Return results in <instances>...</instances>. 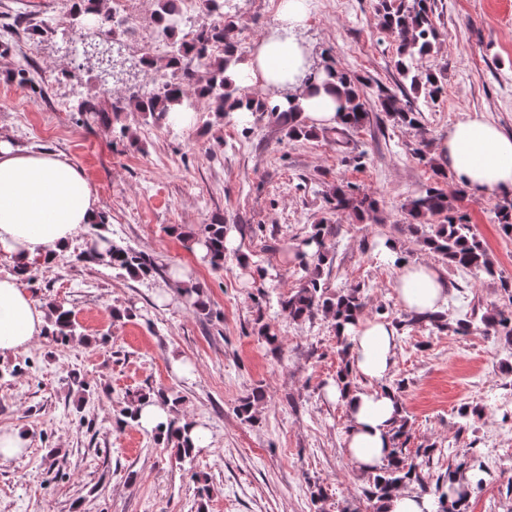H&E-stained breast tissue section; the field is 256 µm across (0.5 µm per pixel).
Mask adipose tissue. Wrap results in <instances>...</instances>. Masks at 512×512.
<instances>
[{
	"mask_svg": "<svg viewBox=\"0 0 512 512\" xmlns=\"http://www.w3.org/2000/svg\"><path fill=\"white\" fill-rule=\"evenodd\" d=\"M310 0H279L271 32L251 55L232 67L236 83L287 92L299 102L309 125L339 127L336 91L308 86L309 50L298 38ZM455 179L478 195L512 191V136L481 115L458 122L437 145ZM95 189L82 170L62 153L21 147L0 136V252L17 265L50 266L85 226L98 219ZM393 286L409 314L438 312L448 305V279L438 266L402 261ZM47 310L15 277L0 276V356L44 339ZM341 332L350 344L354 390L332 382L329 399L341 402L348 420L347 455L356 470L382 464L392 434L403 417L399 394L388 380L395 366L397 330L387 320L357 319Z\"/></svg>",
	"mask_w": 512,
	"mask_h": 512,
	"instance_id": "obj_1",
	"label": "adipose tissue"
}]
</instances>
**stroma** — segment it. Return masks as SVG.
I'll return each mask as SVG.
<instances>
[{
    "label": "stroma",
    "instance_id": "35a3bbf8",
    "mask_svg": "<svg viewBox=\"0 0 512 512\" xmlns=\"http://www.w3.org/2000/svg\"><path fill=\"white\" fill-rule=\"evenodd\" d=\"M278 0H237L239 52L248 55L274 23ZM377 0H311L301 36L315 62L359 78L369 112L351 130L345 152L325 138L294 141L261 116L249 130L200 112L194 125L174 129L136 112H115L110 124L72 110L76 95H94L96 71L71 60L60 34L33 35L43 18L69 19L72 0H0V28L13 33L0 55V134L25 147L65 154L95 188L110 216L108 234L157 258L154 278L137 281L97 264L74 265L69 251L52 268L35 266L19 279L34 298L49 295L71 309L80 340L43 339L0 358L24 371L0 379V429L28 437L18 458L0 463V512H373L362 494L367 479L345 450L348 423L325 386L341 359L324 316L294 323L278 299L296 282V244L311 225L332 233L324 267L331 288L363 285L369 308L385 320H406L393 282L397 268L377 252L393 240L407 260L441 265L407 230L406 204L424 186L447 193L454 176L435 180L413 151L438 143L459 121L479 113L512 135V0H434L439 40L422 61L438 75L437 99L415 92L399 74L397 44L380 24ZM27 65L34 84L13 73ZM418 108L415 128L394 124L377 102L379 89ZM354 185L378 202L376 219L330 208L325 193ZM501 195L466 194L457 209L473 224L504 276L512 278V236L494 219ZM221 221L238 247L214 272L183 247L180 230ZM190 272L206 292L215 319L195 315L185 301L161 295L172 268ZM447 328L400 329L393 380L411 424L409 449L447 443L468 405L471 420L436 472L477 456L490 474L474 487L466 512H512V481L500 461L512 449V345L475 328H451L472 306L503 307L499 280L447 268ZM131 318L113 320V307ZM268 323L280 351L257 334ZM80 372L94 392L80 401L69 381ZM173 390L181 410L210 430L208 448L177 462L152 432L116 420L127 393ZM266 399L254 423L236 407L254 388ZM59 451L57 459L48 449Z\"/></svg>",
    "mask_w": 512,
    "mask_h": 512
}]
</instances>
